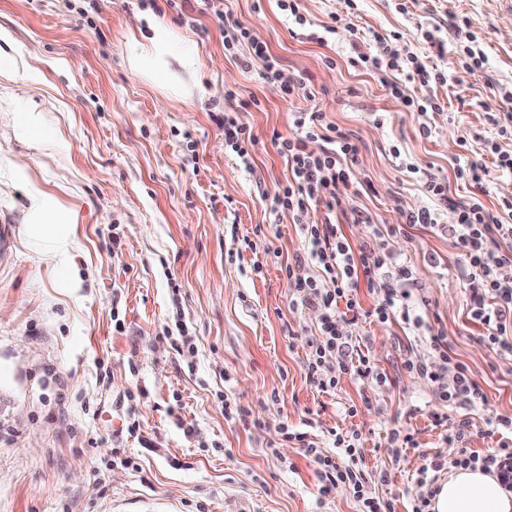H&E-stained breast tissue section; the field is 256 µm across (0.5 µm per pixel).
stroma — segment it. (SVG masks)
Masks as SVG:
<instances>
[{
  "mask_svg": "<svg viewBox=\"0 0 512 512\" xmlns=\"http://www.w3.org/2000/svg\"><path fill=\"white\" fill-rule=\"evenodd\" d=\"M299 7L307 24L297 29L278 0H175L159 19L194 45L199 67L172 63L158 83L133 69L128 49L150 0H0V55L13 61L0 72V225L12 233L0 249V512H358L348 488L321 494L313 463L283 441L284 423L327 451L328 429L357 430L367 468L390 473L375 492L395 512H409L423 457L455 456L434 420L445 408L433 385L394 374L402 352L424 353L416 330L394 320L350 328L391 383L346 377L323 392L306 380L317 319L291 307L281 272L303 238L288 215L270 212L289 177L271 137L289 134L294 112L311 107L357 137L351 171L360 191L335 213L354 245L372 226L354 223V212L389 225L401 210L435 205L404 160L447 180L450 197L468 198L474 188L456 181L455 157L481 156L486 109L512 113L502 95L512 86V13L498 0H416L405 13L394 0ZM454 14L469 17L485 52L481 75L425 40L431 31L452 42ZM228 20L249 26L285 75H312L313 97L284 98L263 80L264 58L244 69L225 54ZM330 23L326 43L311 40ZM373 30L400 33L399 55L447 70V84L428 89L445 104L430 136L380 76L351 66ZM228 89L236 99H225ZM250 98L256 106L238 110ZM32 107L44 129L37 142L15 125ZM225 109L257 139L252 169L212 120ZM17 160L27 161L26 178L12 175ZM35 186L76 216L77 293L60 287L56 267L24 234ZM439 213V226L408 228L390 238L391 250L416 274L418 315L447 336L488 409L512 414V364L479 341L443 231L456 214ZM259 228L265 242L241 250L240 237ZM185 333L194 351H180ZM228 399L249 421L225 418ZM394 428L417 441L398 462L387 449Z\"/></svg>",
  "mask_w": 512,
  "mask_h": 512,
  "instance_id": "35a3bbf8",
  "label": "stroma"
}]
</instances>
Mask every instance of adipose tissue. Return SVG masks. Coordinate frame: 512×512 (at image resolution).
Listing matches in <instances>:
<instances>
[{"label": "adipose tissue", "instance_id": "ef3b65f1", "mask_svg": "<svg viewBox=\"0 0 512 512\" xmlns=\"http://www.w3.org/2000/svg\"><path fill=\"white\" fill-rule=\"evenodd\" d=\"M129 54L135 70L157 82L166 80L171 59H178L188 69L198 64L193 53L176 54L174 33L152 20L146 29L132 35ZM25 232L58 269L63 286L80 288L81 281L71 263L76 226L71 211L62 207L54 194L32 188ZM432 508L434 512H512V494L493 475L459 468L440 483Z\"/></svg>", "mask_w": 512, "mask_h": 512}]
</instances>
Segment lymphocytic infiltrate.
Wrapping results in <instances>:
<instances>
[{
  "mask_svg": "<svg viewBox=\"0 0 512 512\" xmlns=\"http://www.w3.org/2000/svg\"><path fill=\"white\" fill-rule=\"evenodd\" d=\"M396 32L371 31L370 50L357 53L351 63L368 73L395 72L397 81L389 85L391 95L416 112L421 135L430 136V114L442 111L440 99L408 95V87L428 88L447 83L448 77L438 68L427 65L417 55L399 57L393 44L399 41ZM249 44L252 55L268 60L264 81L284 97L310 96L313 82L308 75L284 78L277 60L271 59L268 48L258 41L251 29L239 22L224 26V50L236 57L241 67H248V58L240 56L238 47ZM251 55V56H252ZM224 132V142L239 158L244 168H251V149L256 138L238 121L233 112L213 117ZM487 123L492 132L482 137V150L492 157V166L472 160L457 164L456 180L481 184L490 168L512 173V151L502 149V139L512 137V113L488 111ZM271 142L278 155L285 158L291 175L277 188L271 201L272 213H285L298 224L304 245L284 268L292 292L291 305L314 312L318 316L319 334L310 341V351L303 365L307 380L327 392L334 390L345 377L358 382L386 383L388 376L352 342L347 327L366 317L384 323L401 318L412 327H422L420 318L412 317L408 302L417 291L412 270L399 264L388 248L386 235L399 226L418 224L437 226L438 214L429 207L401 211V222L390 225L388 232L372 235L350 244L331 214L341 204L353 182L350 168L356 162L358 146L350 134L337 129L326 120L324 111L314 108L295 113L290 134H273ZM320 150H313V143ZM405 168L421 174L427 193L440 205L452 208L456 221L447 225L448 237L457 250L460 278L469 293L470 313L484 333L482 343L503 360L512 361V199H501L495 207H487L479 196L455 200L448 195V185L420 165L409 162ZM324 208L323 220L309 221L311 211ZM367 288L374 298L372 310H364L358 297L360 288ZM429 351L419 357L404 356L401 369L408 375L426 379L435 385L438 397L455 418L448 424L446 439L457 453L453 459L440 456L426 458L416 471L420 492L412 502L411 512H432L431 504L438 488L436 482L447 467L481 469L496 477L507 492L512 493V416L499 413L487 417V425L496 427L500 440L496 448L486 452L470 446L472 412L487 404L482 388L469 367L451 353L447 337L440 332L429 335ZM333 452L317 448L306 432L285 428L287 440L299 445L305 457L314 463L322 493L339 486L347 487L360 505V512H394L391 501L371 492L375 483L387 484L385 471L369 472L357 431L329 429Z\"/></svg>",
  "mask_w": 512,
  "mask_h": 512,
  "instance_id": "f902f5d3",
  "label": "lymphocytic infiltrate"
}]
</instances>
